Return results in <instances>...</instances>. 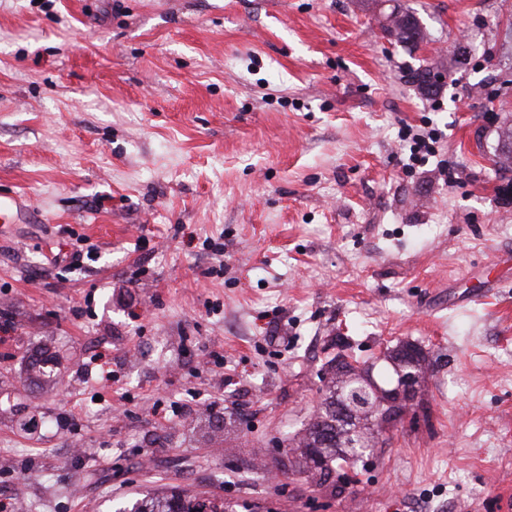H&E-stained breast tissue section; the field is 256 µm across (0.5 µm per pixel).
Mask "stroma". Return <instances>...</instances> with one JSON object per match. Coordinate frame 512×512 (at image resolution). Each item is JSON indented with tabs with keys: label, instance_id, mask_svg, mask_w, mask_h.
<instances>
[{
	"label": "stroma",
	"instance_id": "obj_1",
	"mask_svg": "<svg viewBox=\"0 0 512 512\" xmlns=\"http://www.w3.org/2000/svg\"><path fill=\"white\" fill-rule=\"evenodd\" d=\"M511 124L512 0H0V500L512 512ZM404 344L427 417L296 472L337 350ZM395 12H397V20L396 22H400V21H404V20H411L413 19V21L411 22V26H410V34L405 37V38H402L400 40H397L396 42L399 43V44H402L403 46H407L409 47L410 49H414L416 48L421 42H423L425 40V34L424 32H422L421 27H423L420 19H419V24L420 26L418 25L417 23V20L415 19V15H414V12L409 10V9H401V8H394ZM224 501L215 502L201 500L183 490H170L161 495L145 494L132 503L131 507L118 509L115 512H235L228 510Z\"/></svg>",
	"mask_w": 512,
	"mask_h": 512
}]
</instances>
